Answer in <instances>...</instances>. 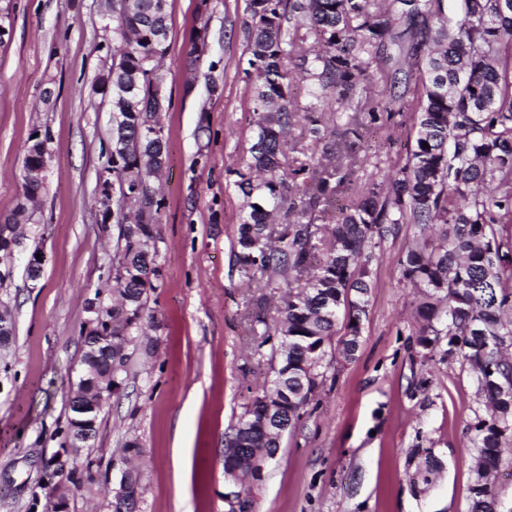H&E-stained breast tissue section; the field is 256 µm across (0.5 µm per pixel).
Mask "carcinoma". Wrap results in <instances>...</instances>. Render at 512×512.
Returning a JSON list of instances; mask_svg holds the SVG:
<instances>
[{
    "label": "carcinoma",
    "instance_id": "obj_1",
    "mask_svg": "<svg viewBox=\"0 0 512 512\" xmlns=\"http://www.w3.org/2000/svg\"><path fill=\"white\" fill-rule=\"evenodd\" d=\"M461 19L448 25L445 0H246L247 77L253 85V136L248 173L238 187L247 198L237 229L236 262L249 282H265L279 294L278 317L264 325L257 348L270 346V385L253 397L226 435L224 450L249 448L239 462L240 491L250 497L254 464L279 450L270 437L264 399L279 401L294 428L306 414L331 368L328 349L343 333L345 358H353L367 318L374 249L402 224L419 237L399 259L402 278L421 289L416 308L420 344L447 341L443 355H461L486 400L487 417L473 425L476 461L468 512H500L490 475L512 441V362L504 354L512 337V12L500 0H457ZM305 29L322 48L300 57L308 83L304 102L291 94L289 65ZM166 12L155 0H131L112 14L119 61L112 84V166L119 231L112 287L97 291L112 306V359L97 363L101 375L124 384L133 333L140 332L160 269L156 263L161 203L140 201L132 185L151 183L164 157L163 139L146 133L151 75L168 50ZM391 88L414 84L413 101L380 96L371 69L383 48ZM356 104L376 123L393 104L414 112L416 129L405 162L384 181L343 204L332 223L301 221L308 205L336 194L350 172L326 148L295 169L284 148L303 114L305 131L319 142L336 131L325 123V106ZM341 136L355 148L360 124L347 120ZM428 147H423V144ZM440 468L426 452L423 468L409 475L417 487L431 484Z\"/></svg>",
    "mask_w": 512,
    "mask_h": 512
}]
</instances>
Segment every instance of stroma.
I'll return each mask as SVG.
<instances>
[{
	"label": "stroma",
	"instance_id": "1",
	"mask_svg": "<svg viewBox=\"0 0 512 512\" xmlns=\"http://www.w3.org/2000/svg\"><path fill=\"white\" fill-rule=\"evenodd\" d=\"M166 0L168 52L161 75L171 104L161 115L166 162L157 263L161 276L137 336L123 392L99 417L91 447L68 465V512H112L105 462L140 448L139 512H227L224 433L272 377L251 323L275 317L270 289L245 287L234 241L244 196L236 172L250 161L253 88L243 70L245 0ZM106 0H0V219L17 207L33 134L49 139L28 246L46 255L37 286L25 259L0 285L15 337L0 354V512H47L44 464L63 445L70 388L81 374L86 303L108 289L118 229L102 224L112 107L102 76L112 65ZM208 26L211 79L189 51ZM413 115L372 124L356 185L388 178L404 158ZM207 126L208 135L198 133ZM416 228L376 248L368 317L352 360L334 355L328 379L253 488L254 512H467L470 426L485 407L461 358L418 343L416 292L398 259ZM431 450L444 468L431 486L408 475Z\"/></svg>",
	"mask_w": 512,
	"mask_h": 512
}]
</instances>
